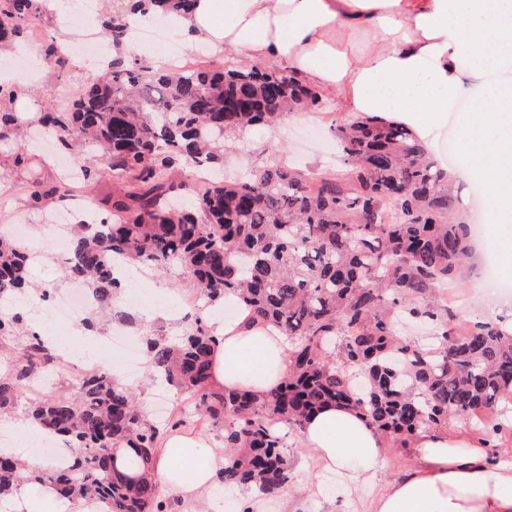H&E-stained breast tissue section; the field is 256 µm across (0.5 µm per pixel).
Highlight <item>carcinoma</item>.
Returning <instances> with one entry per match:
<instances>
[{"label": "carcinoma", "instance_id": "1", "mask_svg": "<svg viewBox=\"0 0 512 512\" xmlns=\"http://www.w3.org/2000/svg\"><path fill=\"white\" fill-rule=\"evenodd\" d=\"M194 0H137L140 12L189 13ZM42 17L38 0H0V45L24 41ZM130 24L104 22L112 43L100 81L42 112H0V143L17 142L33 126L53 135L60 152L84 160L82 178L106 171L121 186L110 204L114 223L73 225L65 259L68 276L82 281L95 309L120 317L121 281L114 261L177 268L210 304L233 298L256 318L288 336L290 372L267 395L218 390L211 384L213 335L202 321L180 340L147 339L156 379L193 399L199 417L224 428L228 465L222 482L284 493L289 481L286 433L330 403L359 408L382 434L404 446L448 420L504 415L512 405V318L477 322L451 333V312L419 301L460 275L471 248L470 224L448 175L428 158L409 129L370 116L345 119L334 133L347 167L321 177L268 162L245 180L191 182L211 170L226 142L247 129L273 126L290 112L322 106L323 95L273 64L164 69L124 59ZM49 66L68 59L54 40L39 45ZM16 173L31 157L8 155ZM181 169L185 180L173 176ZM74 185L58 177L25 184L30 204L64 203ZM23 245L0 233V302L31 287ZM433 322V348L396 337L394 317ZM25 316L0 313V416L27 398L29 426L79 448L65 471L29 469L0 451V497L24 478L60 494L109 500V512H169L151 477V452L163 435L186 426L180 417L158 424L134 395L102 370L84 375L68 392L31 391L48 358L39 336L14 343ZM121 448L143 466L132 483L114 467Z\"/></svg>", "mask_w": 512, "mask_h": 512}]
</instances>
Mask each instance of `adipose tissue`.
Returning <instances> with one entry per match:
<instances>
[{"instance_id":"obj_1","label":"adipose tissue","mask_w":512,"mask_h":512,"mask_svg":"<svg viewBox=\"0 0 512 512\" xmlns=\"http://www.w3.org/2000/svg\"><path fill=\"white\" fill-rule=\"evenodd\" d=\"M185 50L207 44L257 65H284L336 95L345 116L402 123L425 145L448 125L465 84L489 77L473 101L449 175L482 187L486 221L512 243V0H196L171 21ZM211 382L268 394L288 374V343L240 308L213 332ZM301 445L318 472L339 473L356 496L385 467V442L351 405L330 404L305 422ZM418 462L386 483L364 512H512V464L494 461L486 437L456 422L414 441ZM223 449L173 431L150 471L167 495L198 501L219 484ZM12 512H86L81 499L19 484Z\"/></svg>"}]
</instances>
